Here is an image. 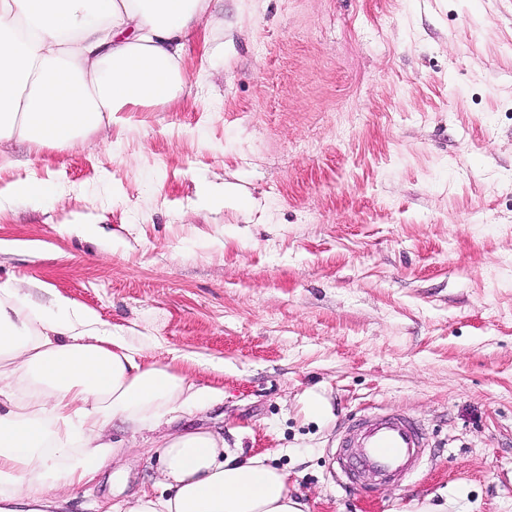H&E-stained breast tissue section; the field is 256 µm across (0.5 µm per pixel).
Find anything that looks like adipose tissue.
<instances>
[{
	"label": "adipose tissue",
	"instance_id": "1",
	"mask_svg": "<svg viewBox=\"0 0 512 512\" xmlns=\"http://www.w3.org/2000/svg\"><path fill=\"white\" fill-rule=\"evenodd\" d=\"M212 0H0V142L71 145L113 115L183 91L185 44ZM218 390L147 364L87 309L32 304L0 282V512H50L52 492L94 479L135 433L208 408ZM163 490L126 512H304L287 473L240 460L223 436L159 437Z\"/></svg>",
	"mask_w": 512,
	"mask_h": 512
}]
</instances>
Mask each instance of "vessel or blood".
I'll return each instance as SVG.
<instances>
[{"mask_svg":"<svg viewBox=\"0 0 512 512\" xmlns=\"http://www.w3.org/2000/svg\"><path fill=\"white\" fill-rule=\"evenodd\" d=\"M428 446L420 421L399 410L381 409L348 420L333 460L349 483L370 478L400 484L420 468Z\"/></svg>","mask_w":512,"mask_h":512,"instance_id":"b4317fda","label":"vessel or blood"}]
</instances>
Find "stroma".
Here are the masks:
<instances>
[{
	"mask_svg": "<svg viewBox=\"0 0 512 512\" xmlns=\"http://www.w3.org/2000/svg\"><path fill=\"white\" fill-rule=\"evenodd\" d=\"M201 27L178 99L0 146V190L53 188L0 202V281L223 391L186 426L287 472L307 512H512V0H219ZM376 408L432 453L369 497L332 452ZM112 435L59 512L159 491L144 436ZM51 192V185L39 180H25L12 184L6 194L7 199L23 198L37 200Z\"/></svg>",
	"mask_w": 512,
	"mask_h": 512,
	"instance_id": "35a3bbf8",
	"label": "stroma"
}]
</instances>
